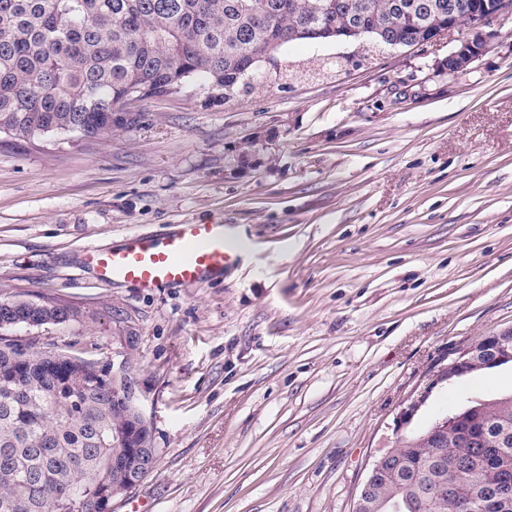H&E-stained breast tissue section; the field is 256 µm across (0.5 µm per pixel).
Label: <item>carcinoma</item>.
<instances>
[{
	"label": "carcinoma",
	"instance_id": "carcinoma-1",
	"mask_svg": "<svg viewBox=\"0 0 512 512\" xmlns=\"http://www.w3.org/2000/svg\"><path fill=\"white\" fill-rule=\"evenodd\" d=\"M479 0H0V134L34 141L112 135L115 113L180 93L204 78L224 100L260 50L325 40L355 27L378 42L418 40L453 14L467 22ZM28 301L0 300V322L41 321ZM132 405L115 399L105 368L76 366L63 351L0 338V512H86L127 478L115 466L131 448ZM477 422L482 448L462 447L455 418ZM439 429V439L429 437ZM396 472L377 496L410 498L402 512H448L484 491L455 473L464 454L478 468L512 462V395L475 398L396 444ZM428 485L451 495L420 499Z\"/></svg>",
	"mask_w": 512,
	"mask_h": 512
}]
</instances>
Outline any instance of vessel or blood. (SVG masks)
Masks as SVG:
<instances>
[{"label": "vessel or blood", "mask_w": 512, "mask_h": 512, "mask_svg": "<svg viewBox=\"0 0 512 512\" xmlns=\"http://www.w3.org/2000/svg\"><path fill=\"white\" fill-rule=\"evenodd\" d=\"M238 255L220 224H177L161 236L129 235L117 251L97 246L86 251L102 280L131 283L149 292L218 279Z\"/></svg>", "instance_id": "1"}]
</instances>
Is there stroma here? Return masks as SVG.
Segmentation results:
<instances>
[{
	"label": "stroma",
	"mask_w": 512,
	"mask_h": 512,
	"mask_svg": "<svg viewBox=\"0 0 512 512\" xmlns=\"http://www.w3.org/2000/svg\"><path fill=\"white\" fill-rule=\"evenodd\" d=\"M493 28L452 77L464 27L298 41L259 93L216 104L194 78L96 142L0 136V300L84 314L0 336L79 355L135 338L157 455L112 512H351L412 400L410 433L459 392H512V363L437 379L512 328V17ZM213 220L242 247L215 281L147 293L84 261ZM509 331H500L489 336H482L480 340L472 342L466 348L460 350L455 356L448 362V370L438 375L440 381L451 382L455 377H459L463 374L468 373L472 370L474 363L476 362L477 348H493L497 353V357L510 356L511 353L507 351L508 347L512 342V331L511 335ZM511 336V339L509 338Z\"/></svg>",
	"instance_id": "35a3bbf8"
}]
</instances>
